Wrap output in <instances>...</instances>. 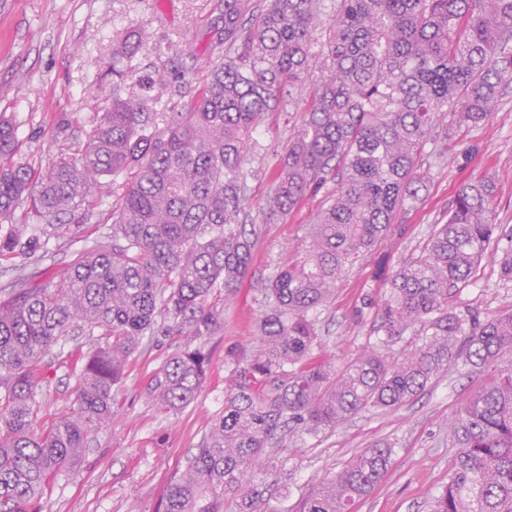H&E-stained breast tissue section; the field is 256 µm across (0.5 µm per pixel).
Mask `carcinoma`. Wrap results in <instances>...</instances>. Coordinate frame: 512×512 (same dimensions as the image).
Wrapping results in <instances>:
<instances>
[{
    "label": "carcinoma",
    "mask_w": 512,
    "mask_h": 512,
    "mask_svg": "<svg viewBox=\"0 0 512 512\" xmlns=\"http://www.w3.org/2000/svg\"><path fill=\"white\" fill-rule=\"evenodd\" d=\"M142 32L117 42L112 72L143 49ZM512 85V0H251L224 4V51L204 83L161 130L153 98L114 97L85 140L48 168L18 157L0 115V512H43L45 485L77 468L112 417V392L144 339L208 336L253 260L262 228L245 224L253 134L275 112H300L273 176L267 210L284 216L325 188L306 245L267 281L257 349L227 348L224 411L171 478L155 512H273L270 470L290 435H318L370 410L419 396L448 366L486 364L512 351V313L480 317L456 300L490 246L512 282V232L495 222L492 178L464 185L426 244L372 301L378 337L336 365L322 356L318 317L347 267L384 240L418 200L427 144L448 159V136L484 123ZM448 116V125L439 119ZM129 182L97 211L112 181ZM84 208L92 234L62 220ZM74 248L58 274L15 264ZM411 333L404 349L392 338ZM95 337L76 374L69 410L37 424L51 382L53 347ZM186 342L149 379L145 394L177 412L196 398L210 366ZM448 485L431 512H512V367L460 409ZM377 442L301 500L299 512H354L391 465Z\"/></svg>",
    "instance_id": "obj_1"
}]
</instances>
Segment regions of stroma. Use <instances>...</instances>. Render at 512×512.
Segmentation results:
<instances>
[{
    "label": "stroma",
    "mask_w": 512,
    "mask_h": 512,
    "mask_svg": "<svg viewBox=\"0 0 512 512\" xmlns=\"http://www.w3.org/2000/svg\"><path fill=\"white\" fill-rule=\"evenodd\" d=\"M135 29L145 32L136 68L124 78L113 77L112 50ZM223 40L224 0H0V113L12 119L22 156L34 167H45L60 154L74 152L93 115L110 106L113 96L138 91L155 69L170 77L158 92L160 110L182 107L206 79ZM298 124V113L278 112L254 134L260 150L247 170L253 192L248 219L266 230L224 310L223 326L204 339L212 361L195 401L169 413L146 399L149 377L184 342L180 336L155 338L130 357L123 387L112 401V418L93 435L76 472L47 486L44 512H153L171 475L223 411L224 352L231 346L255 347L250 325L261 311V290L295 255L323 200L312 196L280 219L265 214L272 176ZM448 154L445 163L424 158L425 185L418 201L337 281L319 323L330 361L341 362L362 346L377 323L375 308L363 306V298L380 297L385 274L418 252L434 225L445 222L464 184L493 177L496 221L512 229V88L485 123L449 140ZM458 301L483 317L512 311V282L501 280L497 257L486 255L474 267ZM510 364L508 352L482 366H450L399 409L361 413L319 435L290 438L280 464L288 494L274 500L277 512H297L303 496L381 441L395 445L392 465L355 512H429L432 496L447 484L454 466L450 422L477 388ZM75 383L74 363L57 367L40 422L68 410Z\"/></svg>",
    "instance_id": "1"
}]
</instances>
